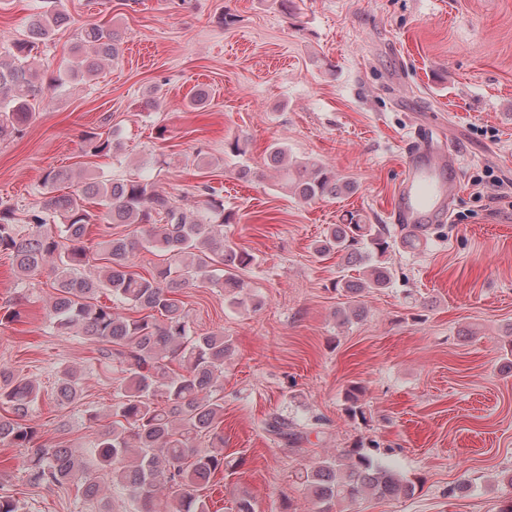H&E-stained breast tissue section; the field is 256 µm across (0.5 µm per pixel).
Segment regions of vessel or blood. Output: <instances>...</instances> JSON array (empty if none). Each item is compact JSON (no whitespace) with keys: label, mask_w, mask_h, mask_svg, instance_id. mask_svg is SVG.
Returning <instances> with one entry per match:
<instances>
[{"label":"vessel or blood","mask_w":512,"mask_h":512,"mask_svg":"<svg viewBox=\"0 0 512 512\" xmlns=\"http://www.w3.org/2000/svg\"><path fill=\"white\" fill-rule=\"evenodd\" d=\"M460 166L458 149L440 140L436 128L415 127L389 221L403 226L405 233L419 235L446 222L453 209Z\"/></svg>","instance_id":"vessel-or-blood-1"}]
</instances>
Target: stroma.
Masks as SVG:
<instances>
[{
	"mask_svg": "<svg viewBox=\"0 0 512 512\" xmlns=\"http://www.w3.org/2000/svg\"><path fill=\"white\" fill-rule=\"evenodd\" d=\"M72 24L40 46L33 66L58 75L77 26L122 37L90 81L50 88L20 135L0 141V208L25 226L45 199L46 171L72 179L152 176L191 216L205 187L224 198V235L254 262L249 303L221 289L182 296L193 333H224V470L203 489L210 512L249 492L257 512H310L297 471L358 444L415 486L413 496L364 497L341 512H500L512 499V0H63ZM52 0H0V46L24 38ZM206 91L204 107L192 105ZM439 123L463 157L461 190L440 238L394 249L391 287L363 294V319L336 317L339 255L317 253L329 225L382 224L410 130ZM117 129V149L83 152L89 132ZM333 168L355 189L302 202L268 167L271 147ZM250 176L238 178L241 167ZM493 170L500 186H475ZM55 274L18 279L0 252V364L39 384L29 416L38 445L88 452L86 414L108 416L119 375L95 346L53 331ZM260 300L252 308L251 300ZM82 375L61 407L60 370ZM359 386L362 416L345 393ZM277 415L305 432L287 443ZM33 451L0 445V495L19 512H136L120 488L106 504L74 487L27 479Z\"/></svg>",
	"mask_w": 512,
	"mask_h": 512,
	"instance_id": "35a3bbf8",
	"label": "stroma"
}]
</instances>
